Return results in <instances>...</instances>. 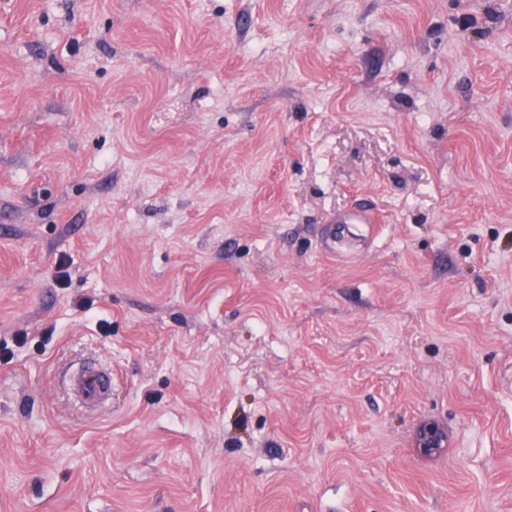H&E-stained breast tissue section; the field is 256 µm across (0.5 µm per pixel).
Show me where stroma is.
<instances>
[{
    "mask_svg": "<svg viewBox=\"0 0 512 512\" xmlns=\"http://www.w3.org/2000/svg\"><path fill=\"white\" fill-rule=\"evenodd\" d=\"M0 512H512V0H0ZM71 390L85 407L96 409L107 397L109 380L98 371L83 373L73 379ZM416 445L423 454H435L447 447V432L438 423L426 421L420 425L417 431Z\"/></svg>",
    "mask_w": 512,
    "mask_h": 512,
    "instance_id": "stroma-1",
    "label": "stroma"
}]
</instances>
